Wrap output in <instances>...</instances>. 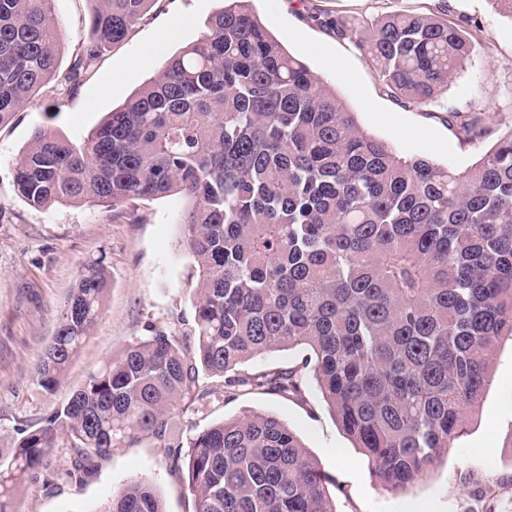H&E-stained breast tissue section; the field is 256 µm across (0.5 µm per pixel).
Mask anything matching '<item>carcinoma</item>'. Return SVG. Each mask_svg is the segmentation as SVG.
Masks as SVG:
<instances>
[{
    "label": "carcinoma",
    "instance_id": "1",
    "mask_svg": "<svg viewBox=\"0 0 512 512\" xmlns=\"http://www.w3.org/2000/svg\"><path fill=\"white\" fill-rule=\"evenodd\" d=\"M54 0H0V125L58 77ZM92 34L65 77L80 84L99 45L124 39L155 0H93ZM394 94L427 105L472 52L462 26L387 14L350 26ZM81 147L47 126L15 159L34 208L117 209L182 194V244L198 270L196 343L170 331L126 345L33 431L0 453V512L24 482H81L99 460L150 436L185 472L194 512H336L329 477L276 417L248 412L176 442L172 411L213 391L304 400L302 370L379 483L417 480L465 433L512 338V130L464 171L399 156L335 88L287 52L248 8L228 5ZM106 271L84 266L35 368L56 391L102 309ZM302 348L299 366L244 371ZM71 450L56 469L52 449ZM100 512H163L133 479Z\"/></svg>",
    "mask_w": 512,
    "mask_h": 512
}]
</instances>
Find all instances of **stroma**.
Segmentation results:
<instances>
[{
    "mask_svg": "<svg viewBox=\"0 0 512 512\" xmlns=\"http://www.w3.org/2000/svg\"><path fill=\"white\" fill-rule=\"evenodd\" d=\"M223 0H156L128 37L102 44L92 73L77 88L51 82L31 103L0 125V448L21 430H34L87 374L152 328L170 330L194 345L198 272L180 244L179 221L189 208L174 195L130 200L121 208L54 205L37 210L22 201L14 159L45 124L81 144L108 112L144 86L170 57L205 34ZM92 0H55L53 15L64 33L59 72H66L89 39ZM252 12L312 73L335 87L373 136L405 157L425 156L457 170L470 167L512 128V18L493 0H251ZM360 22L395 12L434 14L465 26L470 58L427 105L395 96L355 45L322 27L314 10ZM176 36L161 42L168 28ZM479 119L482 139L470 141L459 126ZM99 261L108 276L101 314L55 393L38 386L34 368L54 336L86 264ZM203 405L177 409V437L247 411L288 424L332 480L336 512H512V340L497 348L494 379L463 434L423 476L403 490L384 489L367 459L352 447L315 381L304 400L265 393L226 396L219 377ZM142 477L165 512H194L185 477L149 437L100 461L81 483L46 489L22 484L14 512H100L114 492Z\"/></svg>",
    "mask_w": 512,
    "mask_h": 512,
    "instance_id": "35a3bbf8",
    "label": "stroma"
}]
</instances>
